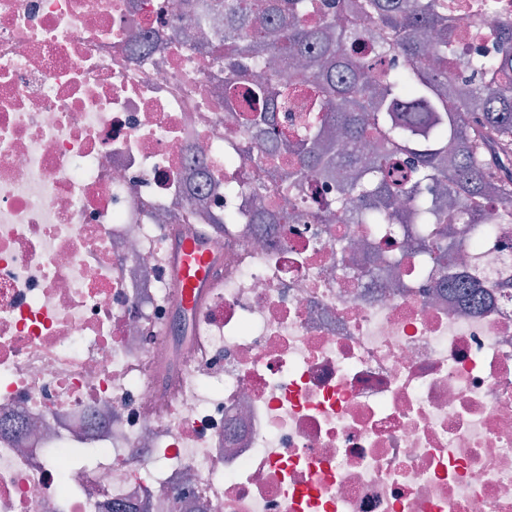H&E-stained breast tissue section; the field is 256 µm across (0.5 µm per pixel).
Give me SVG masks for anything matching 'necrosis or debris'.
I'll return each instance as SVG.
<instances>
[{"label": "necrosis or debris", "instance_id": "obj_1", "mask_svg": "<svg viewBox=\"0 0 512 512\" xmlns=\"http://www.w3.org/2000/svg\"><path fill=\"white\" fill-rule=\"evenodd\" d=\"M201 3L0 0V512H512V290H440L512 276V226L445 266L310 223L336 180L289 205L244 152ZM465 8L456 57L492 55L512 0ZM180 229L224 250L195 349L162 332ZM491 288L484 282L480 269L472 266L460 276L448 277V293H451L465 302H479L482 289Z\"/></svg>", "mask_w": 512, "mask_h": 512}]
</instances>
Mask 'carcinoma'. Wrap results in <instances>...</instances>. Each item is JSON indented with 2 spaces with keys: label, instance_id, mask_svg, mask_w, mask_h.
<instances>
[{
  "label": "carcinoma",
  "instance_id": "obj_1",
  "mask_svg": "<svg viewBox=\"0 0 512 512\" xmlns=\"http://www.w3.org/2000/svg\"><path fill=\"white\" fill-rule=\"evenodd\" d=\"M216 0L224 10V85L239 88L225 100L238 113L247 141L271 146L272 167L282 155L296 164L282 192L322 169L346 162V186L336 199L350 224H402L397 204L411 203L413 223L427 251L448 255V229L473 247L486 240L488 196L512 225V20L496 30L497 56L448 66L454 17L447 0H358V13L376 22L379 42L366 58L352 46L355 18L349 0ZM299 58L293 80L270 73L280 57ZM390 58L376 81L369 72ZM310 95L308 113L286 126L275 113ZM375 137L371 160L347 156L345 142ZM474 266L448 277V292L479 302L486 288Z\"/></svg>",
  "mask_w": 512,
  "mask_h": 512
}]
</instances>
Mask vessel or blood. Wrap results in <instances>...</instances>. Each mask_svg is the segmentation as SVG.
Instances as JSON below:
<instances>
[{
  "mask_svg": "<svg viewBox=\"0 0 512 512\" xmlns=\"http://www.w3.org/2000/svg\"><path fill=\"white\" fill-rule=\"evenodd\" d=\"M216 253L203 236L176 239L165 260V272L182 313L196 310L202 294L215 284Z\"/></svg>",
  "mask_w": 512,
  "mask_h": 512,
  "instance_id": "obj_1",
  "label": "vessel or blood"
}]
</instances>
